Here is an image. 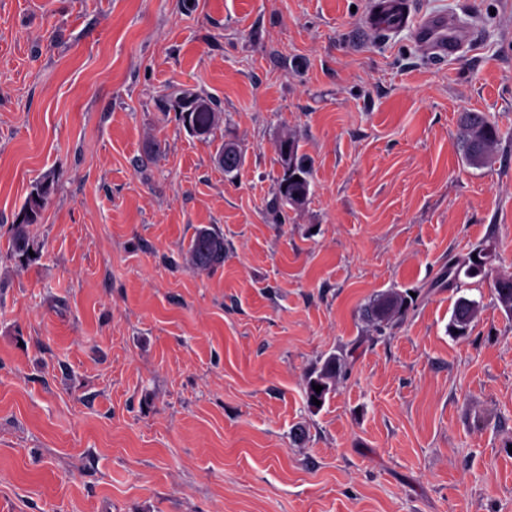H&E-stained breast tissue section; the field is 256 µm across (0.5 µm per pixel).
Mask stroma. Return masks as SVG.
<instances>
[{
    "mask_svg": "<svg viewBox=\"0 0 512 512\" xmlns=\"http://www.w3.org/2000/svg\"><path fill=\"white\" fill-rule=\"evenodd\" d=\"M413 3L470 29L457 57L372 30V0H0V512H512V0ZM179 89L219 101L240 171ZM462 112L497 122L490 165ZM288 135L312 174L280 223ZM482 243L488 277L450 287ZM392 290L411 306L377 329ZM459 126L461 148L467 162L476 167L487 166L491 150L501 137L498 125L477 112H463ZM243 159L242 149L234 142L224 141L216 149L215 161L226 174L238 171L242 167ZM53 178L51 173H47L35 184L22 208L20 220L13 224L12 251L14 253L24 255L33 249L28 227L30 224L37 223L45 207ZM186 257L189 264L200 271L224 264V236L210 229H198L189 243ZM473 254H476L478 261L474 260ZM492 259V246L481 244L475 249L470 251L467 256L450 259L448 261V269L444 276H448V284H455L456 289L462 288V283L459 280L462 270H464V276L466 278H476L482 276L484 278L487 275L485 268ZM460 284V285H459ZM480 310V301L467 296H459L453 306L451 320L448 325L449 332L454 336H467ZM455 330H458V333H455ZM340 360L336 356L329 357L325 360L322 367L319 369L316 377H310L306 384V395L311 405L313 404V398L319 401H323L325 395L331 391L333 384L336 382V372L341 369ZM313 385L323 386L320 393H316L313 389Z\"/></svg>",
    "mask_w": 512,
    "mask_h": 512,
    "instance_id": "35a3bbf8",
    "label": "stroma"
}]
</instances>
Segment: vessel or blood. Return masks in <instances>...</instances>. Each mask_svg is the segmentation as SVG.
<instances>
[{"instance_id": "vessel-or-blood-1", "label": "vessel or blood", "mask_w": 512, "mask_h": 512, "mask_svg": "<svg viewBox=\"0 0 512 512\" xmlns=\"http://www.w3.org/2000/svg\"><path fill=\"white\" fill-rule=\"evenodd\" d=\"M370 22L384 32L413 27L418 46L443 60L456 56L470 40L469 30L458 20L443 15L415 16L411 0H373Z\"/></svg>"}]
</instances>
